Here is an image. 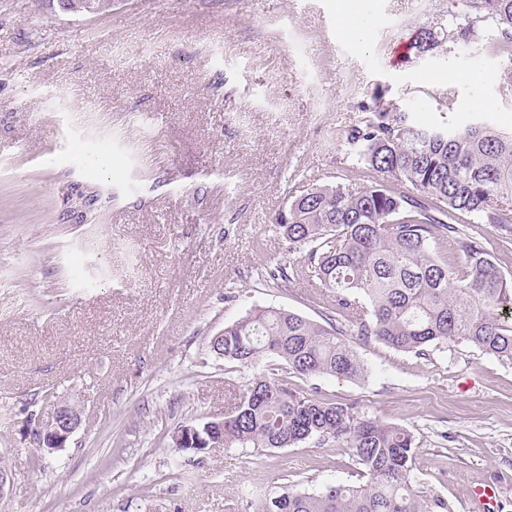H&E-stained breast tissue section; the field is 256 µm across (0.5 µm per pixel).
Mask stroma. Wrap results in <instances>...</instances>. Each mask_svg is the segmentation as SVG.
I'll list each match as a JSON object with an SVG mask.
<instances>
[{
  "label": "stroma",
  "mask_w": 512,
  "mask_h": 512,
  "mask_svg": "<svg viewBox=\"0 0 512 512\" xmlns=\"http://www.w3.org/2000/svg\"><path fill=\"white\" fill-rule=\"evenodd\" d=\"M355 13L372 21L362 48ZM447 29L448 0H114L85 17L0 0V512H255L359 482L329 444L194 453L171 436L267 367L216 358L225 325L256 306L334 317L322 289L264 270L286 256L289 201L362 183L336 139L360 104L381 90L424 124L512 130V66L482 39L450 48ZM347 340L365 377L298 387L412 431L414 478L452 512L477 483L512 512V363ZM47 390L83 413L51 454L27 427Z\"/></svg>",
  "instance_id": "stroma-1"
}]
</instances>
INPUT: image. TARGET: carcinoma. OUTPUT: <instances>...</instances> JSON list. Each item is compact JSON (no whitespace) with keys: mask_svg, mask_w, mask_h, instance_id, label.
Wrapping results in <instances>:
<instances>
[{"mask_svg":"<svg viewBox=\"0 0 512 512\" xmlns=\"http://www.w3.org/2000/svg\"><path fill=\"white\" fill-rule=\"evenodd\" d=\"M486 32L490 49L512 64V0H449L448 42L466 47ZM359 111L364 116L341 133V143L370 183L324 184L294 197L288 223L281 213L275 223L295 260L268 272L282 288L301 278L326 289L340 321L326 327L261 307L213 336L209 347L225 361L250 365L270 356L286 375L254 377L224 413L222 440L204 447L333 443L356 458L366 481L286 492L257 502L258 512L449 510L415 484L411 431L288 381L290 374L364 377L345 324L401 352L426 356L432 345L464 342L512 362V277L476 238L462 242L457 266L438 256L462 224H488L512 240V131L484 121L464 129L422 124L380 96Z\"/></svg>","mask_w":512,"mask_h":512,"instance_id":"cac0c4a2","label":"carcinoma"}]
</instances>
